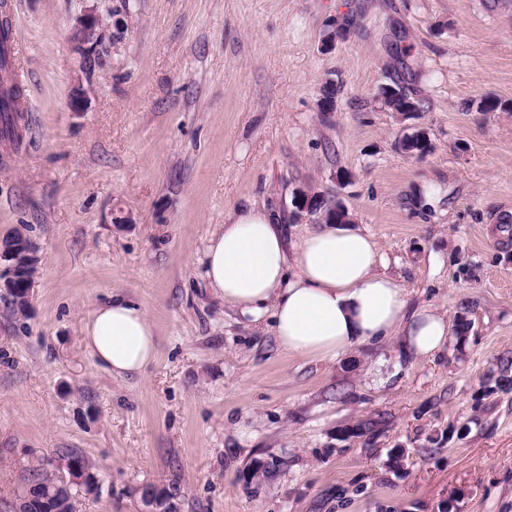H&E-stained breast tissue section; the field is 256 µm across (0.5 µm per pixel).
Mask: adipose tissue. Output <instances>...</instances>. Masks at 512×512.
Masks as SVG:
<instances>
[{"label": "adipose tissue", "instance_id": "obj_1", "mask_svg": "<svg viewBox=\"0 0 512 512\" xmlns=\"http://www.w3.org/2000/svg\"><path fill=\"white\" fill-rule=\"evenodd\" d=\"M372 238L324 224L288 241L274 215L255 208L229 214L210 235L203 276L225 305L252 321L270 318L281 348L336 359L371 339L397 336L407 354L434 356L451 326L443 314L408 312L403 289L379 269ZM82 342L115 377L144 372L157 353L156 331L122 296L98 305L81 324Z\"/></svg>", "mask_w": 512, "mask_h": 512}]
</instances>
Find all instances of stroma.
<instances>
[{
  "instance_id": "1",
  "label": "stroma",
  "mask_w": 512,
  "mask_h": 512,
  "mask_svg": "<svg viewBox=\"0 0 512 512\" xmlns=\"http://www.w3.org/2000/svg\"><path fill=\"white\" fill-rule=\"evenodd\" d=\"M9 2L28 78L0 239L27 227L42 266L25 313L0 301V512L73 450L100 487L79 512H142L171 485L180 512H512V112L477 109L512 103V0H97L111 28L81 112L88 0ZM392 79L425 111L391 112ZM415 126L422 156L399 147ZM299 188L343 202L409 310L448 318L438 353L293 356L207 288L229 213L315 227L291 218ZM115 292L158 336L132 378L80 337Z\"/></svg>"
}]
</instances>
